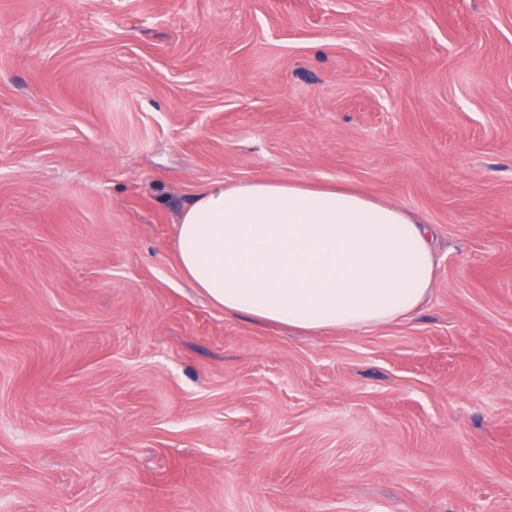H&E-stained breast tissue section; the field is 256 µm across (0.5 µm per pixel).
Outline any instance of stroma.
Instances as JSON below:
<instances>
[{
	"label": "stroma",
	"mask_w": 512,
	"mask_h": 512,
	"mask_svg": "<svg viewBox=\"0 0 512 512\" xmlns=\"http://www.w3.org/2000/svg\"><path fill=\"white\" fill-rule=\"evenodd\" d=\"M434 227L414 316L192 288L202 188ZM0 512H512V0H0Z\"/></svg>",
	"instance_id": "35a3bbf8"
}]
</instances>
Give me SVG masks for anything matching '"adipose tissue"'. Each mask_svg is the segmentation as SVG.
<instances>
[{"label":"adipose tissue","instance_id":"obj_1","mask_svg":"<svg viewBox=\"0 0 512 512\" xmlns=\"http://www.w3.org/2000/svg\"><path fill=\"white\" fill-rule=\"evenodd\" d=\"M174 243L183 277L213 305L299 333L404 321L428 300L437 268L431 225L305 180L204 188Z\"/></svg>","mask_w":512,"mask_h":512}]
</instances>
